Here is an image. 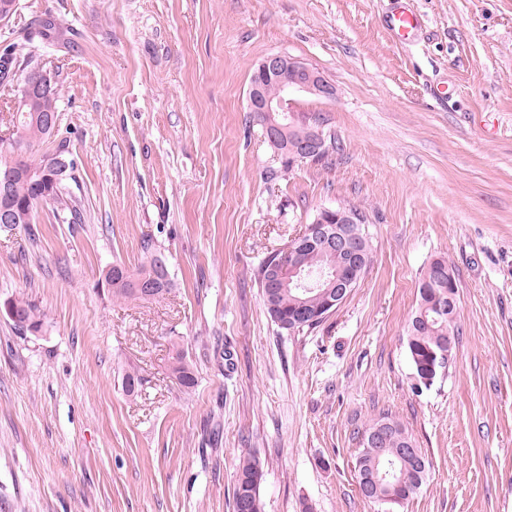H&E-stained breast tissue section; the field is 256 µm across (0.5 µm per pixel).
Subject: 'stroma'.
Wrapping results in <instances>:
<instances>
[{"label": "stroma", "instance_id": "stroma-1", "mask_svg": "<svg viewBox=\"0 0 512 512\" xmlns=\"http://www.w3.org/2000/svg\"><path fill=\"white\" fill-rule=\"evenodd\" d=\"M411 2L422 30L403 43L394 0H19L0 50L55 81L57 129L30 152L65 149L82 221L43 206L0 231V304L43 314L35 333L0 314V512H232L249 453L265 512H377L356 433L385 413L431 465L398 512H512V0ZM37 17L52 50L23 42ZM278 52L335 88L289 95L323 117L328 159L287 161L247 121ZM341 205L370 218V267L319 327L281 331L256 269ZM148 244L173 290L112 298L103 270ZM441 257L455 355L418 391L405 331Z\"/></svg>", "mask_w": 512, "mask_h": 512}]
</instances>
